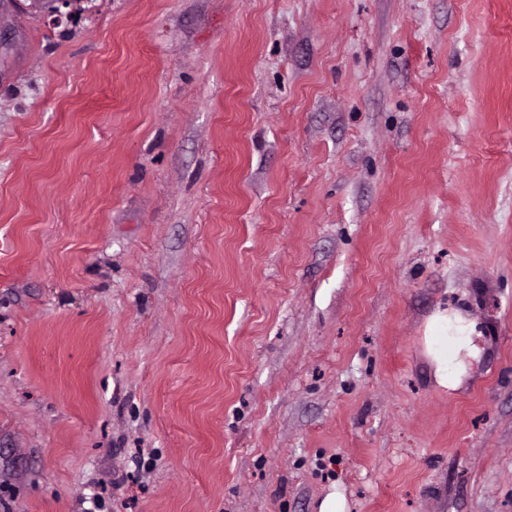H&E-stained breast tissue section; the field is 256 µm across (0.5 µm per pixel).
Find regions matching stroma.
Here are the masks:
<instances>
[{
    "instance_id": "obj_1",
    "label": "stroma",
    "mask_w": 512,
    "mask_h": 512,
    "mask_svg": "<svg viewBox=\"0 0 512 512\" xmlns=\"http://www.w3.org/2000/svg\"><path fill=\"white\" fill-rule=\"evenodd\" d=\"M0 27V512H512V0ZM424 355L435 385L448 392L462 387L484 352V329L462 307L436 309L423 331Z\"/></svg>"
}]
</instances>
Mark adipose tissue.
<instances>
[{
	"label": "adipose tissue",
	"instance_id": "1",
	"mask_svg": "<svg viewBox=\"0 0 512 512\" xmlns=\"http://www.w3.org/2000/svg\"><path fill=\"white\" fill-rule=\"evenodd\" d=\"M423 350L435 385L454 392L482 359L484 330L464 308H439L426 320Z\"/></svg>",
	"mask_w": 512,
	"mask_h": 512
}]
</instances>
